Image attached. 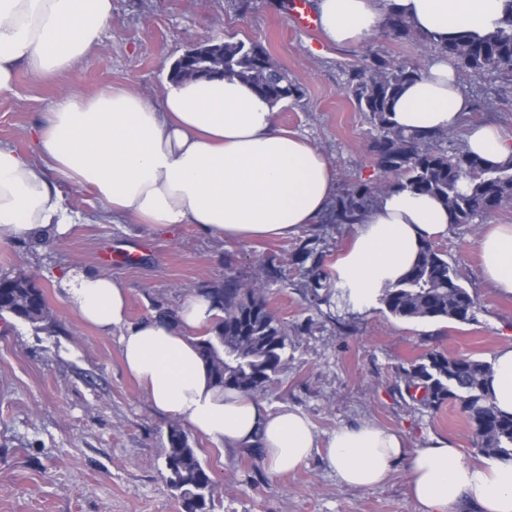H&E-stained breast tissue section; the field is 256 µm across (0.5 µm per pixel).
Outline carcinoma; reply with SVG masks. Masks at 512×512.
I'll return each instance as SVG.
<instances>
[{
  "label": "carcinoma",
  "instance_id": "cac0c4a2",
  "mask_svg": "<svg viewBox=\"0 0 512 512\" xmlns=\"http://www.w3.org/2000/svg\"><path fill=\"white\" fill-rule=\"evenodd\" d=\"M387 26L399 39H412L413 26L391 11ZM423 40L448 56L460 76L493 75L512 85V8L502 26L483 37L461 33L446 44ZM415 66L397 63L379 54L365 56L345 71L344 88L356 110L371 123L373 149L380 176L365 184L353 182L333 207L337 224H355L377 196L391 190H409L438 198L448 208L451 224H475L501 207L512 204V161L494 165L464 149L437 148L433 142L445 133L423 136L394 126L389 115L403 87L419 78ZM224 76L236 77L273 104L297 98L300 88L275 65L267 49L255 42H224ZM469 180V188L460 182ZM308 290L315 299L327 289L326 276L314 264ZM463 274L430 243L422 248L415 266L380 302L404 320L476 321V302L462 284ZM216 313L208 332L199 337L200 355L215 385L252 394L271 387L288 358V325L270 306L266 276L249 282L234 276L206 292ZM49 330L55 318L44 289L34 273L0 276V315ZM492 365L466 355L430 351L399 368L398 377L408 396L436 411L450 400L460 410L487 458H512V415L501 413L491 401L487 384ZM165 470L170 488L179 493L184 512H212L214 480L180 423L169 425Z\"/></svg>",
  "mask_w": 512,
  "mask_h": 512
}]
</instances>
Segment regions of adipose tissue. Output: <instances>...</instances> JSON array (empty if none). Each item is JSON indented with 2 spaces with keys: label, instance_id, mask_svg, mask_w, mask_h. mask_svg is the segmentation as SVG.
I'll list each match as a JSON object with an SVG mask.
<instances>
[{
  "label": "adipose tissue",
  "instance_id": "obj_1",
  "mask_svg": "<svg viewBox=\"0 0 512 512\" xmlns=\"http://www.w3.org/2000/svg\"><path fill=\"white\" fill-rule=\"evenodd\" d=\"M507 0H315L331 43L359 46L397 10L416 29L447 41L496 30ZM112 16V0H0V95L13 92L18 67L59 75L83 59ZM471 108L453 64L439 55L396 99L390 120L428 134L457 128ZM35 153L0 145V241L64 235L75 222L59 181L93 190L109 213L156 231L195 224L230 241L285 237L314 223L335 192L332 167L302 135L278 126L269 100L236 78L170 81L157 98L108 87L69 91L34 131ZM467 150L497 165L512 160V139L470 124ZM451 216L437 198L408 190L379 196L367 209L334 281L353 309H370L415 264L421 247L447 235ZM484 279L512 295V224L485 225L478 240ZM65 301L86 322L117 332L126 371L153 407L215 445L254 448L274 475L302 468L317 446L308 418L255 396L215 386L196 346L210 327V300L191 296L178 321L126 318L127 290L103 273L60 276ZM489 389L512 414V344L493 358ZM327 461L344 485L382 484L403 464L419 512H512V459L463 460L447 439L408 447L369 423L338 428Z\"/></svg>",
  "mask_w": 512,
  "mask_h": 512
}]
</instances>
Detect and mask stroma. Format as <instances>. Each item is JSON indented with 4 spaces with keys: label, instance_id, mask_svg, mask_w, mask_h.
Returning a JSON list of instances; mask_svg holds the SVG:
<instances>
[{
    "label": "stroma",
    "instance_id": "stroma-1",
    "mask_svg": "<svg viewBox=\"0 0 512 512\" xmlns=\"http://www.w3.org/2000/svg\"><path fill=\"white\" fill-rule=\"evenodd\" d=\"M239 2L112 0V19L84 59L52 78L18 71L13 93L0 96V145L34 154L32 131L62 92L123 86L155 97L197 39L257 41L301 90L277 105L279 125L327 156L337 191L353 181H376L373 129L345 92V71L372 53L420 67L433 49L396 40L385 28L358 47L319 43L279 0H250L244 12ZM459 85L472 120L494 123L512 137L511 89L490 75ZM60 189L81 216L66 235L38 244L0 242V275L36 273L58 321L50 332L0 318V512H182L166 482L170 419L126 372L117 335L84 323L63 299L55 277L72 268L120 281L132 324L159 305L180 309L226 275L248 281L267 270L269 302L289 332L288 363L261 394L268 405L303 412L321 441L365 421L400 432L409 447L439 436L465 460H480L458 405L436 413L423 408L399 390L396 372L434 349L489 362L512 343V296L490 288L481 275V225L449 226L434 242L462 271V284L477 302L475 322L408 321L380 304L359 312L334 297L319 305L307 292L301 246L311 243L315 257L333 268L354 225L326 217L282 239L227 242L193 224L155 232L116 223L91 191L65 183ZM189 440L216 481L214 512H418L399 464L382 484L352 488L339 483L322 448L296 473L277 476L256 452L220 449L194 432Z\"/></svg>",
    "mask_w": 512,
    "mask_h": 512
}]
</instances>
